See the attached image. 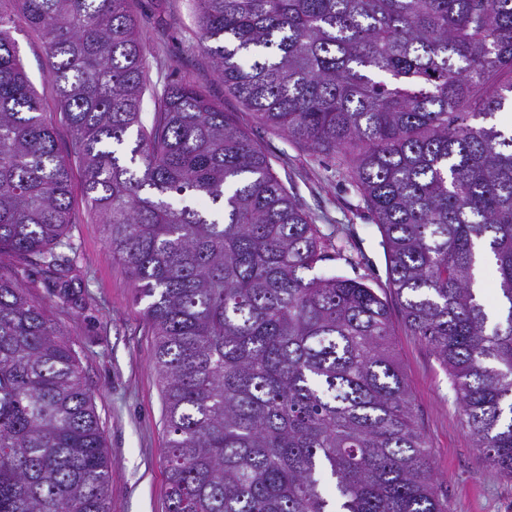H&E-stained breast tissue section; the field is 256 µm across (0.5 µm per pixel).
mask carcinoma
<instances>
[{
  "label": "carcinoma",
  "instance_id": "cac0c4a2",
  "mask_svg": "<svg viewBox=\"0 0 512 512\" xmlns=\"http://www.w3.org/2000/svg\"><path fill=\"white\" fill-rule=\"evenodd\" d=\"M130 2L0 0V512H110L112 480L78 356L21 281L38 267L69 301L73 216L17 16L43 36L87 201L147 302L168 512H448L387 301L316 272L324 235L233 113L149 88ZM195 2L224 92L356 188L407 331L512 480V128L483 124L512 109V0Z\"/></svg>",
  "mask_w": 512,
  "mask_h": 512
}]
</instances>
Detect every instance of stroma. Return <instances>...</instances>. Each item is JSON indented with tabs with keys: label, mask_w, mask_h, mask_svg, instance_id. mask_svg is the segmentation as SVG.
<instances>
[{
	"label": "stroma",
	"mask_w": 512,
	"mask_h": 512,
	"mask_svg": "<svg viewBox=\"0 0 512 512\" xmlns=\"http://www.w3.org/2000/svg\"><path fill=\"white\" fill-rule=\"evenodd\" d=\"M133 9L141 21L152 81L189 83L223 104L262 146L288 189L316 215L328 237L320 271L363 281L379 296L389 297L383 237L357 193L338 177L335 166L312 161L286 135L267 128L225 94L209 60L192 49L198 39L194 0H133ZM13 36L45 117L56 129L61 154L74 156L41 35L19 19ZM71 202L74 222L68 236L76 261L68 274L73 284L70 302L60 303L56 289L38 271H29L23 282L79 358L112 462L111 512H167L166 428L161 388L152 367L154 338L131 280L105 245L78 169L73 172ZM392 321L415 420L432 448L439 491L448 498L449 512H512V481L486 467L460 418L447 371L431 350L409 336L400 313H393Z\"/></svg>",
	"instance_id": "35a3bbf8"
}]
</instances>
